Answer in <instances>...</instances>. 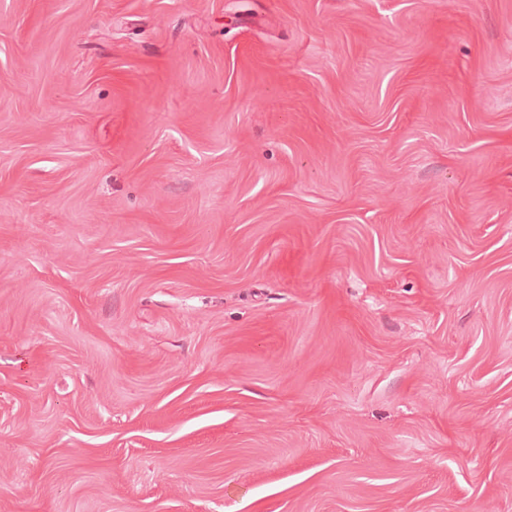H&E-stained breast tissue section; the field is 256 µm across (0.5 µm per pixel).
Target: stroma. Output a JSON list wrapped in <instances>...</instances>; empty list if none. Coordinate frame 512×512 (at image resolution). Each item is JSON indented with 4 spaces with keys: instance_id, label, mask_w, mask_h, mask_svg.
<instances>
[{
    "instance_id": "1",
    "label": "stroma",
    "mask_w": 512,
    "mask_h": 512,
    "mask_svg": "<svg viewBox=\"0 0 512 512\" xmlns=\"http://www.w3.org/2000/svg\"><path fill=\"white\" fill-rule=\"evenodd\" d=\"M0 512H512V0H0Z\"/></svg>"
}]
</instances>
